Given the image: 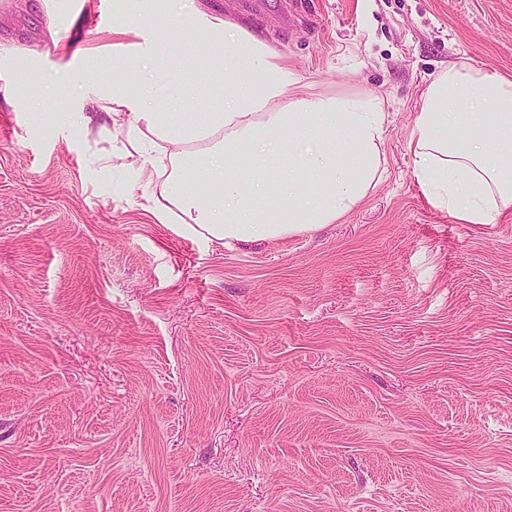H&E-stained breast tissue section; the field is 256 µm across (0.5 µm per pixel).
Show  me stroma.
Segmentation results:
<instances>
[{"mask_svg": "<svg viewBox=\"0 0 512 512\" xmlns=\"http://www.w3.org/2000/svg\"><path fill=\"white\" fill-rule=\"evenodd\" d=\"M112 3L0 0V512H512V212L458 223L410 148L439 69L512 76V0H173L386 101L355 210L233 249L128 192L124 134L7 101L18 57L111 64Z\"/></svg>", "mask_w": 512, "mask_h": 512, "instance_id": "obj_1", "label": "stroma"}]
</instances>
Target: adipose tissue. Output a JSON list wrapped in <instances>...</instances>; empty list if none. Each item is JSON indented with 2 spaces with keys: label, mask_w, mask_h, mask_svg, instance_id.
I'll list each match as a JSON object with an SVG mask.
<instances>
[{
  "label": "adipose tissue",
  "mask_w": 512,
  "mask_h": 512,
  "mask_svg": "<svg viewBox=\"0 0 512 512\" xmlns=\"http://www.w3.org/2000/svg\"><path fill=\"white\" fill-rule=\"evenodd\" d=\"M156 0L118 4L112 70L90 63L101 127L125 134L137 185L162 178L154 213L176 233L241 247L340 221L382 179V97L304 92L285 58L235 18ZM415 176L462 224L512 209V78L456 61L422 94Z\"/></svg>",
  "instance_id": "adipose-tissue-1"
}]
</instances>
